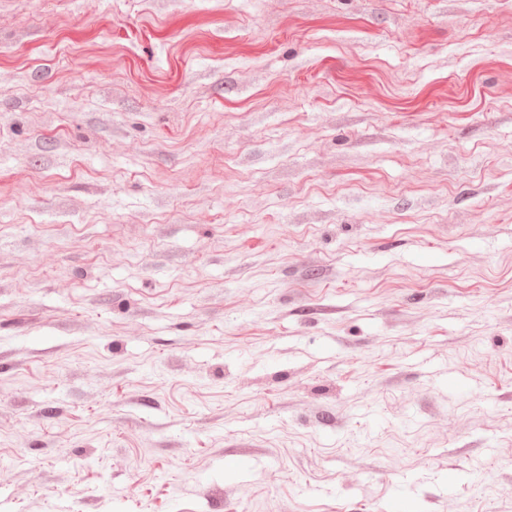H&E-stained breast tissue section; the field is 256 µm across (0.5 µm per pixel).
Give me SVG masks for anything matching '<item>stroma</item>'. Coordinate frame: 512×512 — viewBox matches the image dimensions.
<instances>
[{
    "label": "stroma",
    "mask_w": 512,
    "mask_h": 512,
    "mask_svg": "<svg viewBox=\"0 0 512 512\" xmlns=\"http://www.w3.org/2000/svg\"><path fill=\"white\" fill-rule=\"evenodd\" d=\"M0 512H512V0H0Z\"/></svg>",
    "instance_id": "stroma-1"
}]
</instances>
